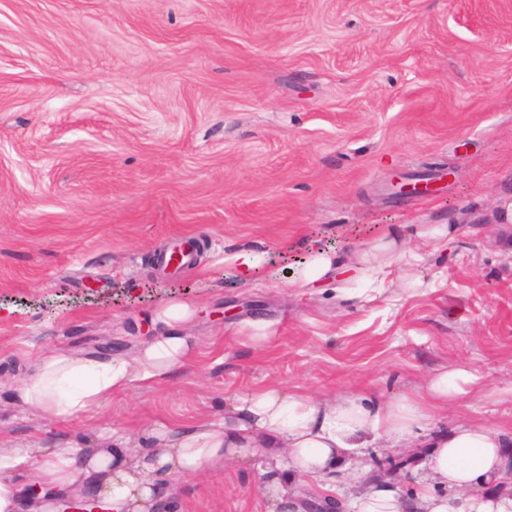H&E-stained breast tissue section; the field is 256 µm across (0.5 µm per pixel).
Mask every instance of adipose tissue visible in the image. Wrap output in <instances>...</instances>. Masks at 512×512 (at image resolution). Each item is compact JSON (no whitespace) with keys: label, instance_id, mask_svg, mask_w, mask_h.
I'll return each instance as SVG.
<instances>
[{"label":"adipose tissue","instance_id":"ef3b65f1","mask_svg":"<svg viewBox=\"0 0 512 512\" xmlns=\"http://www.w3.org/2000/svg\"><path fill=\"white\" fill-rule=\"evenodd\" d=\"M454 224H389L353 267L320 251L293 277V288H317L351 278L368 281L408 254L417 238L444 252L457 239ZM192 305L170 303L156 319L159 335L132 358L80 357L44 352L16 388L17 399L47 420L92 412L124 392L132 379L151 386L189 364L196 348L185 329ZM481 378L452 363L427 374L411 394L367 390L317 397L264 387L237 395L220 421L156 420L137 444L116 436L108 448L77 454L49 448L34 456H0V512H56L62 497L91 490L110 512H157L173 481L224 468L227 460L261 458L274 512H298L291 489L307 486L325 501L344 499L347 512H512V423L472 418L438 427L448 409L475 398ZM369 448L416 451L415 487L403 493L390 478L364 465ZM33 471L41 500L30 503L20 472Z\"/></svg>","mask_w":512,"mask_h":512}]
</instances>
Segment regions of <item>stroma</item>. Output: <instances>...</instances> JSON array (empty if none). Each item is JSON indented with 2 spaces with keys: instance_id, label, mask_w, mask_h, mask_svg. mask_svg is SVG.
I'll use <instances>...</instances> for the list:
<instances>
[{
  "instance_id": "35a3bbf8",
  "label": "stroma",
  "mask_w": 512,
  "mask_h": 512,
  "mask_svg": "<svg viewBox=\"0 0 512 512\" xmlns=\"http://www.w3.org/2000/svg\"><path fill=\"white\" fill-rule=\"evenodd\" d=\"M444 177L391 202L393 175ZM512 0H0V456L108 448L150 421H213L269 385L417 390L464 363L512 420ZM457 224L383 288L288 281L355 263L385 224ZM201 246L182 271L156 255ZM247 249L244 277L225 256ZM187 302L196 359L100 410L44 424L15 398L37 355H133ZM269 324L262 351L245 323ZM264 464L179 481L173 512H265Z\"/></svg>"
}]
</instances>
